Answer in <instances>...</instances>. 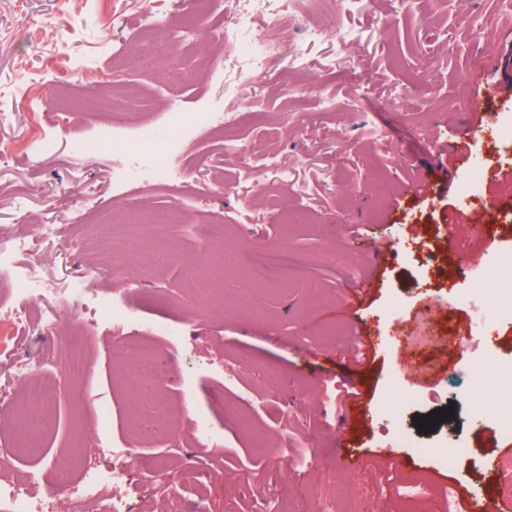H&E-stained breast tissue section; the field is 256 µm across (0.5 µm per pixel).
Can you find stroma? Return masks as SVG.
Instances as JSON below:
<instances>
[{
  "mask_svg": "<svg viewBox=\"0 0 512 512\" xmlns=\"http://www.w3.org/2000/svg\"><path fill=\"white\" fill-rule=\"evenodd\" d=\"M353 0L336 21L350 39L308 45L288 64L272 57L267 72L225 79L223 67L201 76L202 44H219L234 21L230 4L209 15L184 0H152L164 25L188 29L180 63L189 75L178 88L150 68L117 71L115 59L133 51L141 0H0V253L18 227L29 236L19 265L40 266L42 290L27 300L24 333L0 330V402L11 401L36 377L55 385L53 425L36 454L0 463V483L42 473L41 490L57 496L61 478H75L69 460L83 456L105 472L123 468L120 494L141 500L142 473L129 451L163 452L172 477L187 467L210 470L207 512H456L464 489L512 490V437L473 411L471 378L450 370L434 385L453 403L446 425L422 434L413 424L425 405L405 413L406 441L385 426L355 420L353 444L367 448L363 467L346 472L337 460L335 384L360 383L371 407L390 401L397 352L395 302L426 295L448 298L466 288L503 249L512 247V142H488L468 128L463 82H512V9L499 0ZM202 108L261 112L266 120L237 132V148L202 133L179 159L183 181L113 190L112 156L98 145L118 124L147 125L155 139L171 137L163 114ZM51 150H36L35 140ZM466 141L481 167L453 160L447 147ZM274 146L275 166L258 171L254 145ZM481 174L477 204L499 224L492 238L467 227L448 232L463 187ZM429 184L408 196L407 181ZM32 217L22 223L16 196ZM177 212L159 242L172 254L157 272L113 267L95 256L97 231L115 205ZM282 243L315 265L294 284L254 281L245 249ZM224 251V296L247 307L240 318L194 310L191 295L207 269L210 247ZM143 320L136 335L150 339L162 359L165 390L186 400L175 432L145 420L131 427L128 396L112 360L124 329L95 326L89 372H66L61 329L73 312L90 314L97 298L123 294L129 279ZM168 307L153 306L154 295ZM367 313L387 356L357 362L342 329ZM181 324L170 345L161 329ZM224 397V444L198 439L195 409ZM464 439L471 453L454 467L429 447ZM394 450L396 461L382 457ZM503 464L491 471L487 458Z\"/></svg>",
  "mask_w": 512,
  "mask_h": 512,
  "instance_id": "stroma-1",
  "label": "stroma"
}]
</instances>
